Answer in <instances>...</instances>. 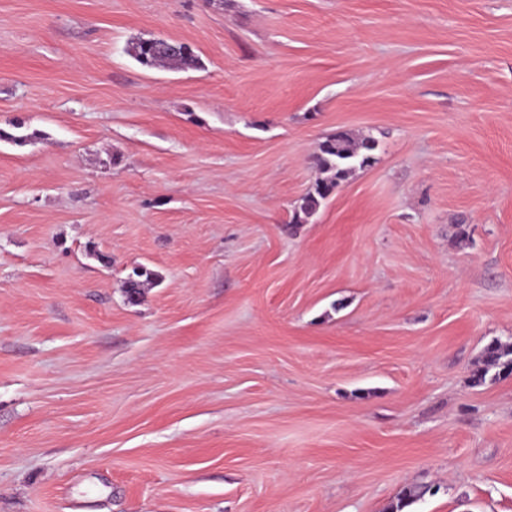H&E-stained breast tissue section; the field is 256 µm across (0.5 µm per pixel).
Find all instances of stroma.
<instances>
[{
    "label": "stroma",
    "instance_id": "stroma-1",
    "mask_svg": "<svg viewBox=\"0 0 512 512\" xmlns=\"http://www.w3.org/2000/svg\"><path fill=\"white\" fill-rule=\"evenodd\" d=\"M16 121L0 512H512V0H0ZM129 54L141 65L146 67H179L199 65L198 58L192 53H161L150 42L132 43ZM376 143L370 139L356 142L348 132L340 131L319 143L313 156L316 169L326 176L318 178L294 205L295 223L304 224L318 211L321 203L356 168L372 162ZM510 354H512V350L504 348L497 342L489 344L483 352L482 367L473 373V383L476 385L483 384L489 371L493 368H499L498 374H500V371L512 373V359L503 360Z\"/></svg>",
    "mask_w": 512,
    "mask_h": 512
}]
</instances>
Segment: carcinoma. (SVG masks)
I'll list each match as a JSON object with an SVG mask.
<instances>
[{
	"label": "carcinoma",
	"mask_w": 512,
	"mask_h": 512,
	"mask_svg": "<svg viewBox=\"0 0 512 512\" xmlns=\"http://www.w3.org/2000/svg\"><path fill=\"white\" fill-rule=\"evenodd\" d=\"M129 54L141 65L146 67H179L199 64L198 58L192 53H161L151 43L139 41L129 48ZM376 143L370 139L360 142L354 140L349 133L339 131L319 143L313 156L316 169L324 174L308 188L294 205L295 223L304 224L318 211L321 203L329 197L336 187L357 168H365L372 162V151ZM153 273L143 266L132 269L127 279V293L133 300L139 294L142 286L141 278H151ZM512 351L494 342L483 352V365L473 373L472 381L480 385L486 381V376L493 368L502 372L512 373V359L508 355ZM429 488L407 486L399 494L398 501L391 512L402 510L423 497Z\"/></svg>",
	"instance_id": "carcinoma-1"
}]
</instances>
